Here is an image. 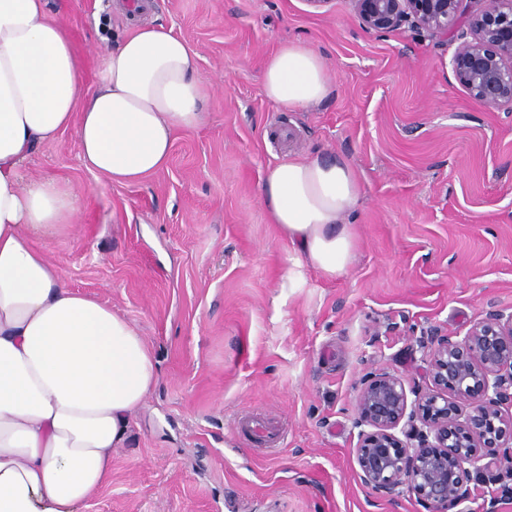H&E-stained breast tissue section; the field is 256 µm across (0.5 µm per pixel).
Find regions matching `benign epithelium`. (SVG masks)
Returning <instances> with one entry per match:
<instances>
[{
	"label": "benign epithelium",
	"instance_id": "obj_1",
	"mask_svg": "<svg viewBox=\"0 0 512 512\" xmlns=\"http://www.w3.org/2000/svg\"><path fill=\"white\" fill-rule=\"evenodd\" d=\"M468 0H351L361 25L410 29L453 39L451 66L459 84L484 108L512 110V0H481L467 21ZM427 371L434 389L408 407L404 379L369 372L356 398L360 483L395 507L404 493L433 512H472L466 482L492 466L512 468V311L494 306L466 332H426ZM471 405L462 414L458 401ZM512 497L504 484L479 512H499Z\"/></svg>",
	"mask_w": 512,
	"mask_h": 512
}]
</instances>
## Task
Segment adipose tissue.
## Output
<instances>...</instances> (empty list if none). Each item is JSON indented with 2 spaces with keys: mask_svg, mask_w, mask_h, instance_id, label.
I'll return each instance as SVG.
<instances>
[{
  "mask_svg": "<svg viewBox=\"0 0 512 512\" xmlns=\"http://www.w3.org/2000/svg\"><path fill=\"white\" fill-rule=\"evenodd\" d=\"M196 69L183 40L143 25L103 51L86 89L47 0H0V512H77L108 484L112 450L158 383L139 330L67 287L35 246L71 223L80 195L61 179H28L24 165L72 127L87 170L118 184L155 173L175 133L205 120ZM330 86L307 44H282L265 63L263 93L281 111L320 103ZM361 193L350 164L323 156L281 161L261 184L272 222L328 278L354 259L347 217Z\"/></svg>",
  "mask_w": 512,
  "mask_h": 512,
  "instance_id": "1",
  "label": "adipose tissue"
}]
</instances>
